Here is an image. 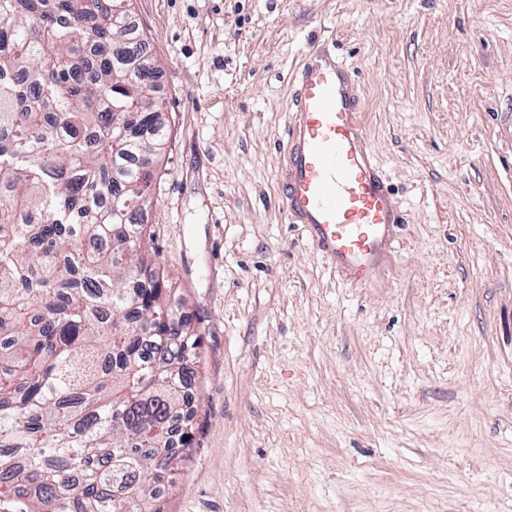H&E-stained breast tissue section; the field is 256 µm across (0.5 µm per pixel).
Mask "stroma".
<instances>
[{"label": "stroma", "mask_w": 512, "mask_h": 512, "mask_svg": "<svg viewBox=\"0 0 512 512\" xmlns=\"http://www.w3.org/2000/svg\"><path fill=\"white\" fill-rule=\"evenodd\" d=\"M171 135L146 215L199 334L164 512H512V0H134ZM357 74L404 222L341 280L282 203L307 54Z\"/></svg>", "instance_id": "35a3bbf8"}]
</instances>
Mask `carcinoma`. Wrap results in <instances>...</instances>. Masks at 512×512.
<instances>
[{
    "instance_id": "obj_1",
    "label": "carcinoma",
    "mask_w": 512,
    "mask_h": 512,
    "mask_svg": "<svg viewBox=\"0 0 512 512\" xmlns=\"http://www.w3.org/2000/svg\"><path fill=\"white\" fill-rule=\"evenodd\" d=\"M133 0H0V501L161 512L199 339L141 218L169 127Z\"/></svg>"
}]
</instances>
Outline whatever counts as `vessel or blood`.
Wrapping results in <instances>:
<instances>
[{
  "label": "vessel or blood",
  "instance_id": "1",
  "mask_svg": "<svg viewBox=\"0 0 512 512\" xmlns=\"http://www.w3.org/2000/svg\"><path fill=\"white\" fill-rule=\"evenodd\" d=\"M354 71L309 56L288 121L283 200L292 223L345 281H372L391 258L400 211L370 152L356 112Z\"/></svg>",
  "mask_w": 512,
  "mask_h": 512
}]
</instances>
